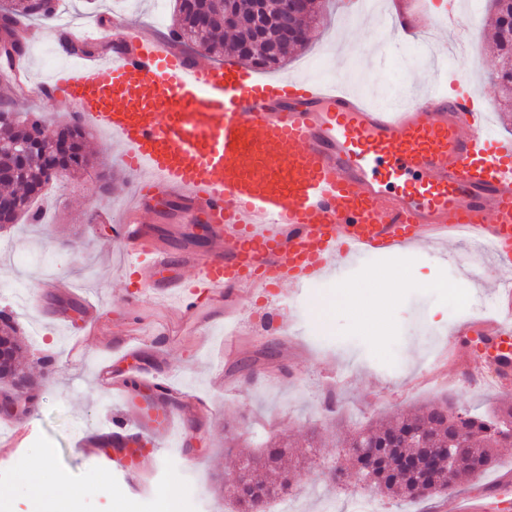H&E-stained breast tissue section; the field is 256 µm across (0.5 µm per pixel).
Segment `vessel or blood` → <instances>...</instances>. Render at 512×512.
Instances as JSON below:
<instances>
[{"label":"vessel or blood","mask_w":512,"mask_h":512,"mask_svg":"<svg viewBox=\"0 0 512 512\" xmlns=\"http://www.w3.org/2000/svg\"><path fill=\"white\" fill-rule=\"evenodd\" d=\"M390 26L413 35L466 39L455 7L391 0ZM57 39L89 45L48 79L14 58L9 86L46 98L79 125L121 145L135 175L107 219L126 262L127 301L145 291L174 300L186 316L239 291L298 288L321 280L356 252L426 245L462 234L489 247L504 306L460 327L512 355V140L491 127L485 95L456 71L441 72L409 102L376 106L325 79L263 80L233 63H204L152 27L112 17ZM179 201L188 223L206 227L208 248L173 253L145 222L155 203ZM102 388L129 391V376L101 361ZM152 400L136 406L142 429L113 424L122 441L85 440L86 454L136 476L169 437L182 393L141 376ZM462 512H512V480L472 490Z\"/></svg>","instance_id":"1"}]
</instances>
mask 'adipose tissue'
<instances>
[{
  "label": "adipose tissue",
  "instance_id": "adipose-tissue-1",
  "mask_svg": "<svg viewBox=\"0 0 512 512\" xmlns=\"http://www.w3.org/2000/svg\"><path fill=\"white\" fill-rule=\"evenodd\" d=\"M421 275H406L398 267L371 270L365 275L363 287L337 290L336 296L355 319L374 333H385L382 315L386 304L405 288L422 285Z\"/></svg>",
  "mask_w": 512,
  "mask_h": 512
}]
</instances>
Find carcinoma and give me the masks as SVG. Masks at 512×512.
Segmentation results:
<instances>
[{
    "label": "carcinoma",
    "instance_id": "cac0c4a2",
    "mask_svg": "<svg viewBox=\"0 0 512 512\" xmlns=\"http://www.w3.org/2000/svg\"><path fill=\"white\" fill-rule=\"evenodd\" d=\"M57 0H50L47 7L35 8L28 0H10L3 7L5 14L0 16V30L14 40L13 23L23 17L40 21L46 25L56 16ZM308 10L293 15L289 22L294 36L283 40L278 36L274 19L278 17L279 0H267L259 12L258 25L246 28L237 25L234 17L255 11L254 0H175L174 14L176 25L171 29L181 42L192 47L198 41L209 45L212 52L243 64L254 67L277 65L284 61L288 52L306 45L309 26L323 19L324 6L321 0H308ZM487 10L495 29V47L500 59V68L491 79L500 88L504 105H512V0H487ZM37 134L45 137L44 119L36 112L0 111V163L15 161L10 154L12 144L29 140ZM56 135L73 141L74 148L64 160V167L73 174L86 169L91 158L86 153L84 143L88 132L69 120L61 125ZM48 183V177L41 168L22 171L15 181L4 186L6 197L13 205L10 223L20 217L36 219L31 208L32 194L36 188ZM10 345L9 353L0 360V378H9L18 384L24 374L17 366L20 346L14 337L10 318L0 313V344ZM409 432L421 433L428 438L424 448H417L403 440ZM454 441L460 464L455 475L482 473L491 468L497 459L495 449L512 446V428L504 425L501 416H488L486 413H466V418L458 419L448 404H434L410 417H398L379 427H365L355 431L346 440L350 449L358 446L364 454H350L353 467L365 482H370L376 491L409 498L426 497L451 490L443 477L432 469L439 449ZM287 454L284 446L265 449L262 458L256 460L245 455L246 463L256 460V467L241 476V481L249 484L247 494L233 496L238 512H266V506L276 497L288 493L293 476L288 471L280 473L276 482L257 480L255 473L260 469L276 471ZM404 454L418 457L420 467L415 471L398 467V459Z\"/></svg>",
    "mask_w": 512,
    "mask_h": 512
}]
</instances>
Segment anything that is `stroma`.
I'll use <instances>...</instances> for the list:
<instances>
[{
  "label": "stroma",
  "instance_id": "35a3bbf8",
  "mask_svg": "<svg viewBox=\"0 0 512 512\" xmlns=\"http://www.w3.org/2000/svg\"><path fill=\"white\" fill-rule=\"evenodd\" d=\"M61 17L79 27L103 15H120L162 32L174 22L171 0H60ZM346 0H330L326 20L312 28L306 46L289 55L280 68L259 70L266 80L299 78L312 70L328 73L336 66L331 42L344 25ZM466 49L481 65L473 82L495 108L494 129L512 139V112L499 111L501 95L490 79L497 66L493 32L475 0ZM361 38L352 60L364 64L361 91L408 92L427 48L410 56L409 46L386 47L377 21L363 16ZM87 148L97 154L113 181L103 183L99 171L46 186L36 203L38 224L20 220L0 229V312L13 317L25 344L23 363L31 373L28 394L0 383V435L9 422L25 425L27 436L11 456L0 460V489L12 503L25 506L35 497L29 466L42 453L50 465L43 474L45 491L67 498L79 485L85 499L76 512H108L127 504L137 512L157 505L163 490L186 491L204 512H235L223 486L236 478L240 451L258 452L282 439L305 447L309 437L320 445L300 461L288 496L270 502L267 512H351L353 499L369 495L354 471L347 469V451L339 443L345 433L432 404L450 401L457 410L483 412L512 404V394L498 392L458 358L445 355L448 328L465 320L452 311L450 295L461 293L474 314L489 311L495 293L488 275L490 254H474L471 242L458 238L448 245L417 247L399 254H380L375 264L352 256L324 279L295 291L253 288L242 297L236 315L204 310L184 318L173 304L145 292L136 303L135 321H128L117 268L119 246L112 227L95 223L134 179L123 166L120 149L108 133L92 131ZM398 265L425 274L424 286L407 288L390 303L386 335L363 330L350 311L336 305V290L362 284L370 267ZM67 279L77 294L41 289L46 277ZM102 304L103 319L114 338L112 347L94 336L76 340L84 324L83 297ZM325 315H318L317 305ZM85 354L76 357L75 342ZM142 342L135 358L123 362L129 373L151 371L169 379L185 394L198 397L203 410L185 409L181 424L166 443L165 454L147 462L144 472L125 485L80 446L93 432L111 431L114 422L134 424L131 403L146 391L134 385L130 399L101 389L96 363L108 351L128 342ZM405 368L395 372L393 357ZM512 474V447L497 451L495 466L475 476H461L453 494L421 499L372 496L376 512H451L454 494L478 484L494 485Z\"/></svg>",
  "mask_w": 512,
  "mask_h": 512
}]
</instances>
